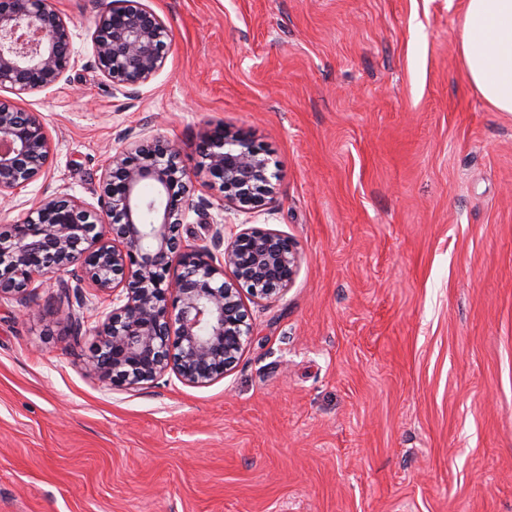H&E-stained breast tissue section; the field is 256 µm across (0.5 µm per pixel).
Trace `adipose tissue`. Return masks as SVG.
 Segmentation results:
<instances>
[{"mask_svg":"<svg viewBox=\"0 0 512 512\" xmlns=\"http://www.w3.org/2000/svg\"><path fill=\"white\" fill-rule=\"evenodd\" d=\"M458 51L478 93L512 112V0H465Z\"/></svg>","mask_w":512,"mask_h":512,"instance_id":"ef3b65f1","label":"adipose tissue"}]
</instances>
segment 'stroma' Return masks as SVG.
<instances>
[{
    "instance_id": "35a3bbf8",
    "label": "stroma",
    "mask_w": 512,
    "mask_h": 512,
    "mask_svg": "<svg viewBox=\"0 0 512 512\" xmlns=\"http://www.w3.org/2000/svg\"><path fill=\"white\" fill-rule=\"evenodd\" d=\"M108 0H55L77 59L0 100L40 113L50 163L0 224L95 202L124 134L188 171L215 127L262 146L269 208L215 223L291 237L292 285L206 387L88 376L103 300L47 278L0 300V512H512V113L472 88L464 0H140L166 23L134 97L93 62Z\"/></svg>"
}]
</instances>
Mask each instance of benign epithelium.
<instances>
[{
  "label": "benign epithelium",
  "instance_id": "1",
  "mask_svg": "<svg viewBox=\"0 0 512 512\" xmlns=\"http://www.w3.org/2000/svg\"><path fill=\"white\" fill-rule=\"evenodd\" d=\"M166 24L140 0H116L91 33L95 67L112 90L129 94L163 67ZM77 63L69 24L54 0H0V90L16 95L59 84ZM198 175L218 186L224 205L260 210L276 172L253 140L222 128L199 144ZM51 142L38 112L0 102V196L26 188L49 165ZM157 195L146 197V184ZM179 149L143 137L125 144L101 177L96 203L67 193L41 200L0 225V299L28 301L52 276L112 301L93 330L87 375L135 387L173 372L185 386L224 378L249 343L245 299L271 297L300 266L296 243L272 229L237 225L229 241L209 222L211 204ZM212 246L193 242L189 212Z\"/></svg>",
  "mask_w": 512,
  "mask_h": 512
}]
</instances>
